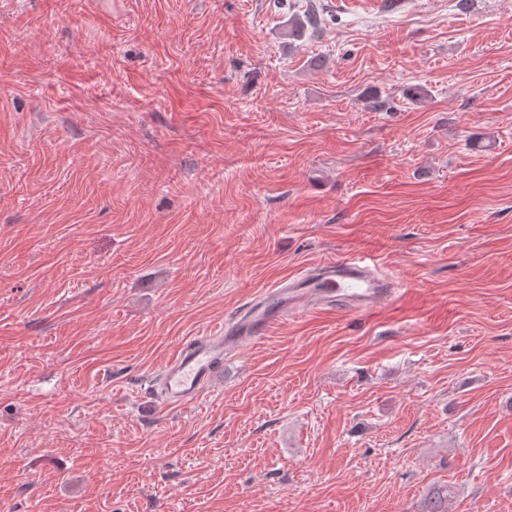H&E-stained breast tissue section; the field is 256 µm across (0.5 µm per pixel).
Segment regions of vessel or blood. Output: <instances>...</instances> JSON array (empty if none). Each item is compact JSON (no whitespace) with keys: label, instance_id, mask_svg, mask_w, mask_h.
Instances as JSON below:
<instances>
[{"label":"vessel or blood","instance_id":"1","mask_svg":"<svg viewBox=\"0 0 512 512\" xmlns=\"http://www.w3.org/2000/svg\"><path fill=\"white\" fill-rule=\"evenodd\" d=\"M397 294L393 283L365 258L317 262L310 273L267 290L240 317L183 341L161 367L153 392L166 405L193 404L220 376L225 351L260 339L288 316L299 312L359 314Z\"/></svg>","mask_w":512,"mask_h":512}]
</instances>
